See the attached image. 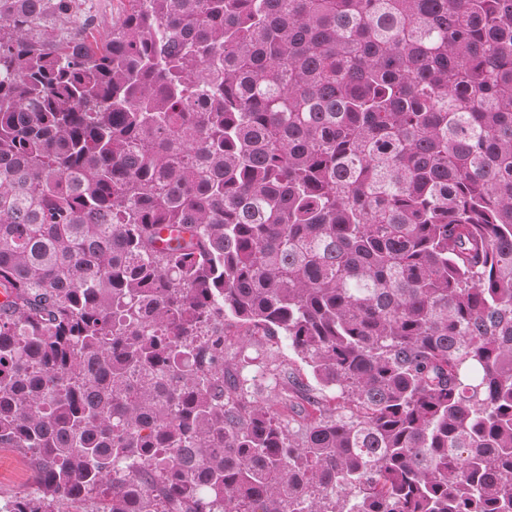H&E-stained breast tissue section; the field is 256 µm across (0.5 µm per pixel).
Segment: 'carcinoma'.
<instances>
[{
	"label": "carcinoma",
	"instance_id": "carcinoma-1",
	"mask_svg": "<svg viewBox=\"0 0 512 512\" xmlns=\"http://www.w3.org/2000/svg\"><path fill=\"white\" fill-rule=\"evenodd\" d=\"M127 2L0 0V512H512V0ZM92 13L96 14V23L100 24V27H109L112 23V19H116L121 12L123 5L119 2L120 0H93ZM224 337V356L230 362L244 352L253 358L244 369L243 376L248 379L254 377L255 380L250 381L254 382L250 390L254 392L255 399L276 403L281 388L288 386V381L302 382L315 388L309 367L283 339L262 336L261 332L249 331L232 321L224 324ZM33 483L29 462L10 448H0V498L27 490Z\"/></svg>",
	"mask_w": 512,
	"mask_h": 512
}]
</instances>
